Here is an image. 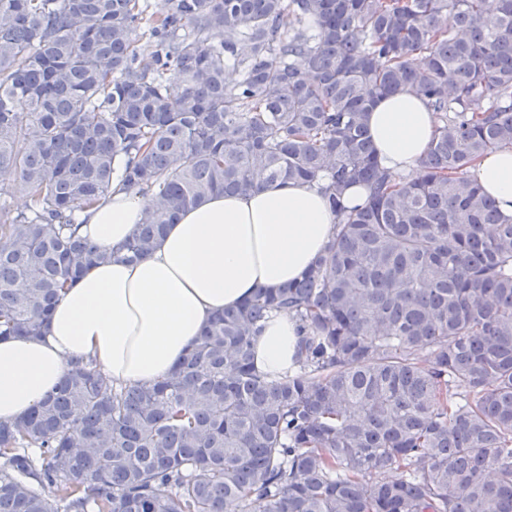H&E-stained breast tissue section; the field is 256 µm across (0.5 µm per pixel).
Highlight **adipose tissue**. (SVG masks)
Here are the masks:
<instances>
[{
    "mask_svg": "<svg viewBox=\"0 0 512 512\" xmlns=\"http://www.w3.org/2000/svg\"><path fill=\"white\" fill-rule=\"evenodd\" d=\"M367 125L382 166L418 171L436 130L432 109L403 90L375 101ZM469 178L512 216V148L483 155ZM148 199L113 183L82 213L79 235L119 248L140 224ZM337 218L319 186L275 182L245 194H215L184 211L153 252L92 267L54 308L38 339L0 341V421L32 409L70 362L90 360L117 385L167 376L210 318L300 278L323 254ZM295 320L277 313L254 342L255 364L271 377L295 367Z\"/></svg>",
    "mask_w": 512,
    "mask_h": 512,
    "instance_id": "ef3b65f1",
    "label": "adipose tissue"
}]
</instances>
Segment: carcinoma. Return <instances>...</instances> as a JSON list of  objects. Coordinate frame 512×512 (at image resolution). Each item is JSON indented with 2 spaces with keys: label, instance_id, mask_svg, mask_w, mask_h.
<instances>
[{
  "label": "carcinoma",
  "instance_id": "obj_1",
  "mask_svg": "<svg viewBox=\"0 0 512 512\" xmlns=\"http://www.w3.org/2000/svg\"><path fill=\"white\" fill-rule=\"evenodd\" d=\"M485 2L0 0V196L29 201L0 203V339L42 336L112 258L74 226L114 180L149 198L129 261L215 193L315 183L338 219L167 377L77 361L0 422V512H512V217L466 176L512 147V0ZM403 89L437 115L413 179L366 123ZM277 312L281 379L253 351ZM297 341L294 318L274 314L254 342L256 367L273 378L288 376L296 368Z\"/></svg>",
  "mask_w": 512,
  "mask_h": 512
}]
</instances>
